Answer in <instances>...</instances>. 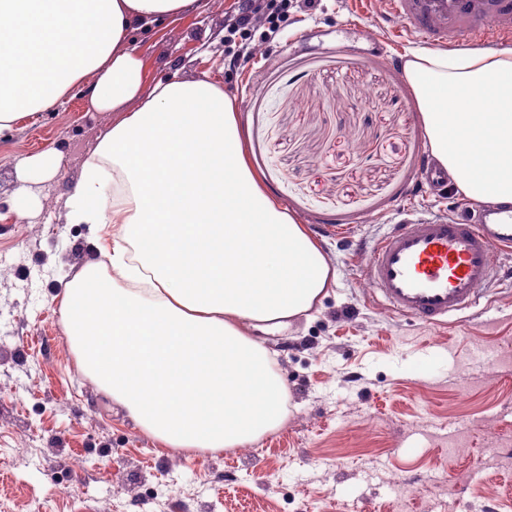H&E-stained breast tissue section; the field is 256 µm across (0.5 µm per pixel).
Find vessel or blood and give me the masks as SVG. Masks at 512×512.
<instances>
[{
    "label": "vessel or blood",
    "instance_id": "b4317fda",
    "mask_svg": "<svg viewBox=\"0 0 512 512\" xmlns=\"http://www.w3.org/2000/svg\"><path fill=\"white\" fill-rule=\"evenodd\" d=\"M380 12L435 49L512 42V0H380ZM511 249L512 207L480 208L463 222L420 217L391 225L368 247L363 277L396 315L438 325L512 279L496 264Z\"/></svg>",
    "mask_w": 512,
    "mask_h": 512
}]
</instances>
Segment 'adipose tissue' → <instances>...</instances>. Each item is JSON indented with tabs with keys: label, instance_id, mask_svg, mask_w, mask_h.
Listing matches in <instances>:
<instances>
[{
	"label": "adipose tissue",
	"instance_id": "adipose-tissue-1",
	"mask_svg": "<svg viewBox=\"0 0 512 512\" xmlns=\"http://www.w3.org/2000/svg\"><path fill=\"white\" fill-rule=\"evenodd\" d=\"M198 0H0V135L84 84L114 113L67 203L108 224L60 294L82 373L167 449L242 448L288 418L263 336L309 315L336 275L251 167L238 114L205 79L145 87L138 25ZM431 153L468 199L512 205V47L407 50Z\"/></svg>",
	"mask_w": 512,
	"mask_h": 512
}]
</instances>
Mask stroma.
<instances>
[{
	"mask_svg": "<svg viewBox=\"0 0 512 512\" xmlns=\"http://www.w3.org/2000/svg\"><path fill=\"white\" fill-rule=\"evenodd\" d=\"M237 5L200 0L129 46L146 84L224 89L252 167L336 274L311 318L268 339L288 419L244 448L172 451L80 374L57 294L111 228L68 223L67 202L112 115L78 86L0 135V512H512V284L433 327L389 312L362 276L366 246L400 217L474 207L417 183L427 139L402 70L413 41L366 50L385 27L375 7L320 0L232 65ZM46 152L56 171L22 178L19 161Z\"/></svg>",
	"mask_w": 512,
	"mask_h": 512,
	"instance_id": "35a3bbf8",
	"label": "stroma"
}]
</instances>
